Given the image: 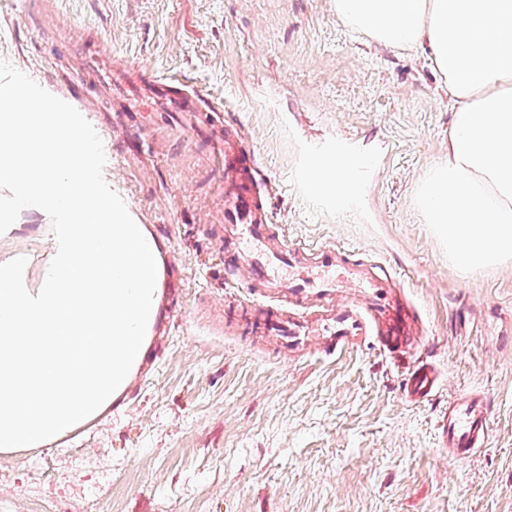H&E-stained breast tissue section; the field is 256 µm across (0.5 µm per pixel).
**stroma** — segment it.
<instances>
[{
    "mask_svg": "<svg viewBox=\"0 0 512 512\" xmlns=\"http://www.w3.org/2000/svg\"><path fill=\"white\" fill-rule=\"evenodd\" d=\"M94 43L175 74L243 136L286 242L352 248L394 276L413 348L286 352L225 321L250 292L224 273V172L204 145L168 141L151 105L113 112L84 79ZM0 75L85 113L115 187L167 244L143 366L102 418L0 457V512H512V261L461 271L423 218L452 114L422 56L357 34L332 0H0ZM333 149L368 158L343 210L300 178ZM423 364L438 387L414 402L404 383ZM468 394L488 439L459 458L437 421Z\"/></svg>",
    "mask_w": 512,
    "mask_h": 512,
    "instance_id": "stroma-1",
    "label": "stroma"
}]
</instances>
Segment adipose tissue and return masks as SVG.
<instances>
[{"mask_svg": "<svg viewBox=\"0 0 512 512\" xmlns=\"http://www.w3.org/2000/svg\"><path fill=\"white\" fill-rule=\"evenodd\" d=\"M373 41L422 52L452 112L426 172V223L465 270L512 258V0H332ZM87 118L0 79V241L40 214L50 246L35 285L0 248V455L49 447L102 417L142 365L158 323L164 245L113 188ZM343 208L346 155L305 167Z\"/></svg>", "mask_w": 512, "mask_h": 512, "instance_id": "ef3b65f1", "label": "adipose tissue"}]
</instances>
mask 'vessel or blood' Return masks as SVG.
Returning <instances> with one entry per match:
<instances>
[{
  "instance_id": "vessel-or-blood-1",
  "label": "vessel or blood",
  "mask_w": 512,
  "mask_h": 512,
  "mask_svg": "<svg viewBox=\"0 0 512 512\" xmlns=\"http://www.w3.org/2000/svg\"><path fill=\"white\" fill-rule=\"evenodd\" d=\"M84 76L117 111H138L148 100L158 109L178 113L183 119V133L207 139L214 157L231 172L224 190V270L230 275L247 270L253 293L261 297L248 323L251 332L277 335L288 342L299 336L302 325L288 312V304L293 301L307 303L318 313L328 349L353 344L372 334L380 336L393 350L413 345L412 327L389 289L388 278L374 276L368 264L344 248L293 247L279 239L268 222L264 202L236 180L237 173L249 168L250 155L240 141L225 138L222 128L199 108L193 96L153 69L134 68L128 79H115L111 62L98 49L87 54ZM337 274L369 290V309L361 312L351 306H336L333 277ZM437 383L435 372L422 365L410 372L405 391L411 399L421 400L436 389ZM439 428L444 444L462 458L485 441L487 415L479 400L467 395L449 402Z\"/></svg>"
}]
</instances>
